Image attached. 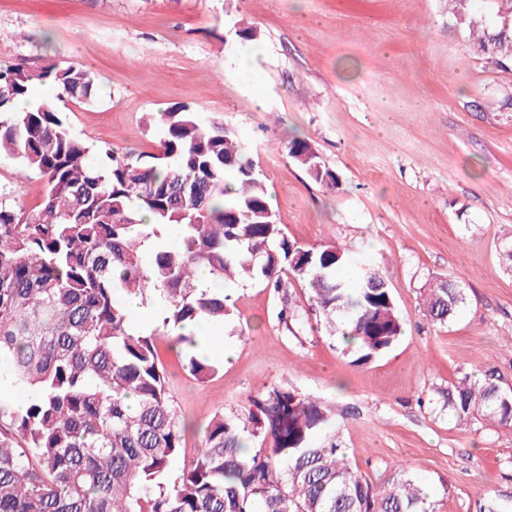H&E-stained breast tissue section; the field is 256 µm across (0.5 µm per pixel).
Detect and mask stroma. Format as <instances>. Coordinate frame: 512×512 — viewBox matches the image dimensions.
Returning <instances> with one entry per match:
<instances>
[{"instance_id": "obj_1", "label": "stroma", "mask_w": 512, "mask_h": 512, "mask_svg": "<svg viewBox=\"0 0 512 512\" xmlns=\"http://www.w3.org/2000/svg\"><path fill=\"white\" fill-rule=\"evenodd\" d=\"M454 0H0V64L90 69L98 92L59 105L92 150L153 151L147 115L180 103L248 143L273 218L298 245L340 247L382 271L404 323L363 366L315 316L287 330L263 285H232L227 357L200 381L170 336H155L171 404L188 429L178 476L209 421L266 387L328 405L336 442L372 481L404 470L436 512H475L512 491V428L457 424L439 394L493 372L512 392V65L470 45ZM256 32L241 40L236 28ZM307 140L335 173L311 180L276 141ZM44 183L0 158V200L32 208ZM461 278L447 323L423 296Z\"/></svg>"}]
</instances>
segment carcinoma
I'll list each match as a JSON object with an SVG mask.
<instances>
[{
    "label": "carcinoma",
    "instance_id": "obj_1",
    "mask_svg": "<svg viewBox=\"0 0 512 512\" xmlns=\"http://www.w3.org/2000/svg\"><path fill=\"white\" fill-rule=\"evenodd\" d=\"M470 2L455 0L469 38L512 61V30L489 31ZM37 82L53 87L56 100L15 111ZM95 93L82 68L0 69V155L45 185L31 209L0 201V364L8 383L29 394L23 409L0 402L8 421L0 429V512H434L412 477L375 485L345 449L318 446L316 435L334 425L331 409L280 386L251 397L240 415L214 416L190 465L169 480L182 430L153 334L130 329L125 298L157 299L160 327L187 345L185 369L199 380L221 362L199 357L187 328L200 320L224 326L235 307L225 284L242 276L281 296L277 318L286 325L304 319L286 283H307L309 309L356 366L390 350L403 324L378 269L343 279L341 249L288 239L249 146L220 123L203 124L190 106L152 114L162 133L157 151L107 150L90 160L56 101ZM284 149L309 178L336 187L307 141L293 138ZM167 224L180 225L181 236L159 243ZM201 268L212 285L200 284ZM464 300L459 282L444 280L429 289L427 315L443 324ZM440 394L459 425L512 427V394L490 373L466 375ZM251 438L263 447L248 448ZM476 512H512V493L480 499Z\"/></svg>",
    "mask_w": 512,
    "mask_h": 512
}]
</instances>
